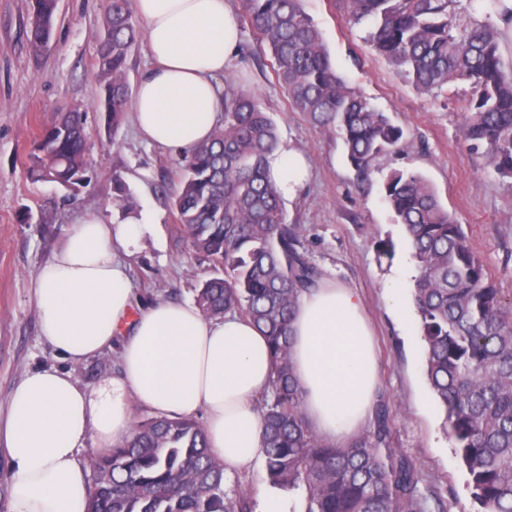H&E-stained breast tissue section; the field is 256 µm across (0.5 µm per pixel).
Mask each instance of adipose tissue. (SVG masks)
<instances>
[{"label":"adipose tissue","instance_id":"obj_1","mask_svg":"<svg viewBox=\"0 0 512 512\" xmlns=\"http://www.w3.org/2000/svg\"><path fill=\"white\" fill-rule=\"evenodd\" d=\"M153 58L133 98L139 134L176 153L207 141L223 113L224 73L240 33L228 0H134ZM280 195L308 177L305 155L280 145L266 159ZM142 222L73 224L31 279L43 340L78 364L121 337L120 374L80 387L59 369L27 372L0 410V455L11 476L7 512H86L91 492L78 461L86 442L112 448L132 432L131 403L169 418L203 415L211 454L226 472L263 448L257 403L269 391L267 339L248 319H209L190 303L139 308L129 250ZM302 410L326 440L348 443L373 415L378 362L356 291L333 277L304 291L290 323Z\"/></svg>","mask_w":512,"mask_h":512}]
</instances>
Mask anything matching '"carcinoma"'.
<instances>
[{
    "mask_svg": "<svg viewBox=\"0 0 512 512\" xmlns=\"http://www.w3.org/2000/svg\"><path fill=\"white\" fill-rule=\"evenodd\" d=\"M245 19L269 48L291 109L341 132L347 158L367 173L399 147L403 132L332 67L304 0H243ZM58 0H30L28 41L52 39ZM350 22H368L373 50L421 94L469 85L461 136L503 178H512V65L500 46L506 30L465 22L460 0H345ZM130 0H109L92 66L99 108L116 129L128 111V57L138 38ZM90 131L81 113L59 114L35 139L27 175L73 193L87 172ZM276 126L254 95L224 91V120L184 157L172 209L214 276L197 303L207 318L239 313L271 348L270 392L258 405L269 483L304 491L306 512H447L430 508L414 462L391 447L392 419L376 406L372 429L345 446L318 435L302 412L290 362L293 309L320 277L299 225L286 220L266 156ZM384 200L405 227L418 271L414 299L426 347V374L444 409L448 435L482 512H512V302L505 301L460 224L422 175L392 171ZM88 512H251L248 494L224 488V464L207 450L204 428L188 418L154 417L132 436L90 458Z\"/></svg>",
    "mask_w": 512,
    "mask_h": 512,
    "instance_id": "1",
    "label": "carcinoma"
}]
</instances>
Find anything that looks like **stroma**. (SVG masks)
I'll return each mask as SVG.
<instances>
[{
	"mask_svg": "<svg viewBox=\"0 0 512 512\" xmlns=\"http://www.w3.org/2000/svg\"><path fill=\"white\" fill-rule=\"evenodd\" d=\"M106 0H59L54 36L41 54L26 40L28 0H0V408L27 371L61 367L41 338L30 282L57 249L71 224L101 213L120 224L146 216L128 259L137 302H195L212 274L191 249L170 208L180 155L147 143L132 116L111 129L96 110L99 85L91 61L98 46ZM337 74L359 90L406 140L377 157L367 176L349 165L340 133L320 128L293 111L247 21H240L239 50L226 81L259 101L276 125L280 143L303 150L308 182L283 208L300 225L311 261L361 295L375 332L379 398L393 416L392 444L416 463L421 487L443 497L450 512H476L468 474L454 450L444 413L426 376L425 345L416 312L413 278L399 279L411 264L403 225L384 200L390 171L417 172L436 188L443 207L461 224L504 299L512 300V179L500 177L482 151L461 140L466 85L436 96L417 94L365 43L367 28L350 23L343 0H306ZM82 110L91 133L88 182L75 196L26 175L29 152L41 127L56 113ZM130 192L113 205V176ZM393 245L383 254L379 242ZM400 291H393V284Z\"/></svg>",
	"mask_w": 512,
	"mask_h": 512,
	"instance_id": "stroma-1",
	"label": "stroma"
}]
</instances>
